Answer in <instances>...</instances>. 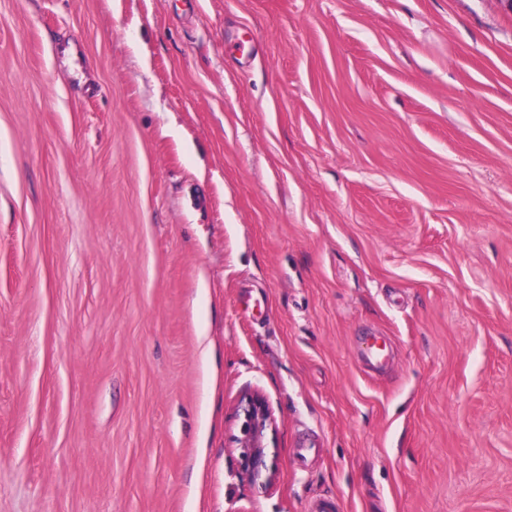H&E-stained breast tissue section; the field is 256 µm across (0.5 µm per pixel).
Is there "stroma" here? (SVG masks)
I'll use <instances>...</instances> for the list:
<instances>
[{
  "label": "stroma",
  "mask_w": 512,
  "mask_h": 512,
  "mask_svg": "<svg viewBox=\"0 0 512 512\" xmlns=\"http://www.w3.org/2000/svg\"><path fill=\"white\" fill-rule=\"evenodd\" d=\"M324 497L512 512V5L0 0V512ZM379 336H371L364 349V358L368 368L382 373L387 367V355L384 354L386 342L379 343ZM236 417L240 436L239 463L252 487L267 488L276 478V448L269 451L263 444L265 432L272 428L273 418L267 402L258 394L245 395L238 403Z\"/></svg>",
  "instance_id": "35a3bbf8"
}]
</instances>
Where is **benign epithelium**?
<instances>
[{
  "instance_id": "benign-epithelium-1",
  "label": "benign epithelium",
  "mask_w": 512,
  "mask_h": 512,
  "mask_svg": "<svg viewBox=\"0 0 512 512\" xmlns=\"http://www.w3.org/2000/svg\"><path fill=\"white\" fill-rule=\"evenodd\" d=\"M236 417L240 436L239 463L252 487L270 486L277 474V454L263 444L265 432L272 427L273 418L267 402L258 394L244 396L238 403Z\"/></svg>"
}]
</instances>
